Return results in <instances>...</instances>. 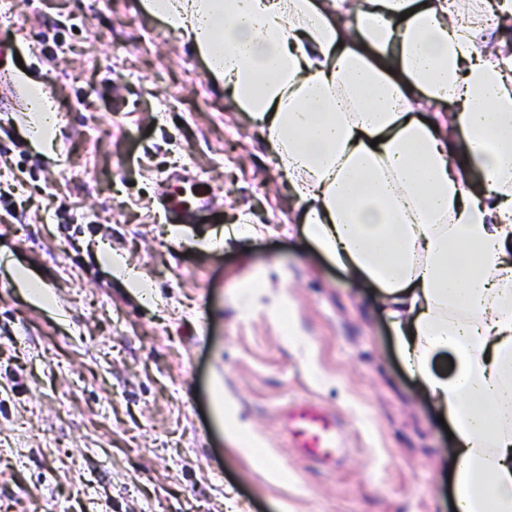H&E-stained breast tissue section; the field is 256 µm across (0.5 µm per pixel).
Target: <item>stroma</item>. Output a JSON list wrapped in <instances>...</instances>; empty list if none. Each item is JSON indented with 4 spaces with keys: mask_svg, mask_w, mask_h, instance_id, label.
<instances>
[{
    "mask_svg": "<svg viewBox=\"0 0 512 512\" xmlns=\"http://www.w3.org/2000/svg\"><path fill=\"white\" fill-rule=\"evenodd\" d=\"M31 86L57 113L50 150L29 132ZM0 160V512H453L455 443L389 321L305 239L249 114L140 0H13ZM193 184L222 223L168 222L163 199ZM235 224L263 234L223 247ZM107 249L150 298L114 279ZM303 401L336 416L335 468L288 442ZM12 276L19 288L23 289L33 303H46L48 296L43 284L30 269L20 263L12 266Z\"/></svg>",
    "mask_w": 512,
    "mask_h": 512,
    "instance_id": "obj_1",
    "label": "stroma"
}]
</instances>
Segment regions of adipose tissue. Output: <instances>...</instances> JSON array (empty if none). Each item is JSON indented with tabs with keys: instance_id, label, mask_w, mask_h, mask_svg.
Returning <instances> with one entry per match:
<instances>
[{
	"instance_id": "ef3b65f1",
	"label": "adipose tissue",
	"mask_w": 512,
	"mask_h": 512,
	"mask_svg": "<svg viewBox=\"0 0 512 512\" xmlns=\"http://www.w3.org/2000/svg\"><path fill=\"white\" fill-rule=\"evenodd\" d=\"M141 6L258 122L308 239L375 291L452 427L456 512H512V0Z\"/></svg>"
}]
</instances>
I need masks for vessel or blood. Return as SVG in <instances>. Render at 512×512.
<instances>
[{
	"mask_svg": "<svg viewBox=\"0 0 512 512\" xmlns=\"http://www.w3.org/2000/svg\"><path fill=\"white\" fill-rule=\"evenodd\" d=\"M210 213L213 221H220L211 196L206 189L190 191L182 201L171 203L169 214L173 223L191 220L197 212ZM288 437L305 458L325 466L334 465L339 453L336 420L319 404L304 401L289 408L286 416Z\"/></svg>",
	"mask_w": 512,
	"mask_h": 512,
	"instance_id": "obj_1",
	"label": "vessel or blood"
}]
</instances>
